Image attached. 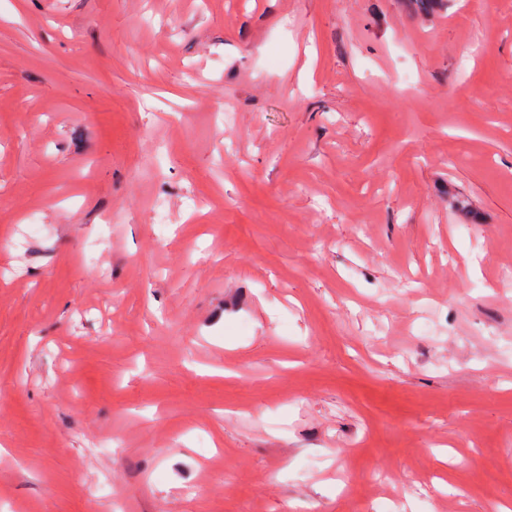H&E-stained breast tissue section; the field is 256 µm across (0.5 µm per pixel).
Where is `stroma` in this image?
<instances>
[{
  "label": "stroma",
  "instance_id": "stroma-1",
  "mask_svg": "<svg viewBox=\"0 0 512 512\" xmlns=\"http://www.w3.org/2000/svg\"><path fill=\"white\" fill-rule=\"evenodd\" d=\"M508 269L512 0L0 10V512L512 506Z\"/></svg>",
  "mask_w": 512,
  "mask_h": 512
}]
</instances>
